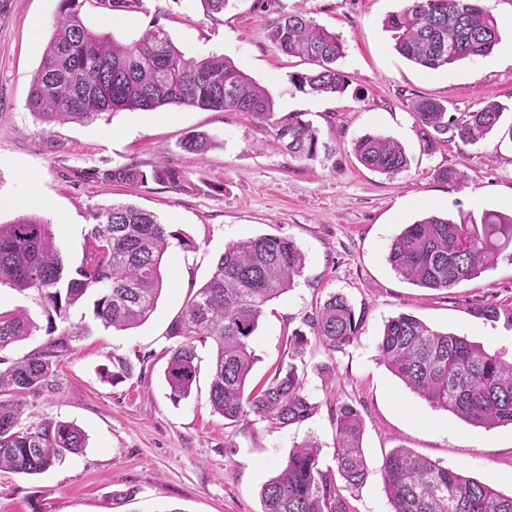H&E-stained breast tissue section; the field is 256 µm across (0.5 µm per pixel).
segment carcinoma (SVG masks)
<instances>
[{
    "instance_id": "cac0c4a2",
    "label": "carcinoma",
    "mask_w": 512,
    "mask_h": 512,
    "mask_svg": "<svg viewBox=\"0 0 512 512\" xmlns=\"http://www.w3.org/2000/svg\"><path fill=\"white\" fill-rule=\"evenodd\" d=\"M87 3L105 10L142 7V0H59L54 32L27 99L28 109L45 126L182 105L245 113L268 134L267 144L300 161L333 154L303 114L278 115L268 91L230 58L186 59L158 25L129 42L111 40L84 25L81 10ZM384 28L402 57L428 69L487 56L500 39L498 21L483 0H405L400 11L385 18ZM267 31L277 49L313 65L291 76L297 89L319 95L347 91L349 76L338 66L345 47L338 35L299 11L279 15ZM410 107L421 140L431 149L450 138L465 145L478 143L500 128L505 110L487 101L474 112L450 117L443 102L422 97L411 100ZM214 145L211 135L193 133L183 149L203 155ZM353 153L364 167L388 176L409 165L405 147L389 136L365 135L355 142ZM103 177L120 184L151 180L175 191L190 185L182 170L166 164L148 171L123 165ZM92 219L90 237L98 247L72 273L53 244L47 221L22 214L0 224V287L36 292L46 312L61 319L93 290L94 320L105 328H135L156 308L168 248L176 244L190 249L194 243L132 204L101 207ZM511 243L512 215L485 210L478 217L470 212L454 221L427 213L392 239L388 262L407 283L442 291L493 268ZM305 264V254L287 237L260 235L225 246L209 280L189 296L168 327L173 343L164 379L173 402L190 396L199 375L197 346L209 342V403L224 420L234 424L253 416L284 428L315 413L318 405L305 394L301 370L308 335L331 357L351 345L362 326V316L342 295L330 296L308 315L304 325L309 332L293 331L288 352L267 381L248 389L256 362L252 337L259 321L269 303L291 289ZM477 313L512 324V307L483 305ZM36 329L23 314L0 312V351ZM88 335V326L75 324L45 348L0 370V470L42 474L86 448L85 433L70 422L44 418L23 424L24 404L11 396L56 389L58 358ZM378 357L432 409L474 427L512 425V360L503 353H491L464 336L401 313L385 323ZM335 420L336 470L320 467L318 445L295 446L282 471L261 487L262 512H351L337 480L358 490L366 479L363 420L348 404L337 408ZM382 477L392 512H512V495L407 448H395L386 456Z\"/></svg>"
}]
</instances>
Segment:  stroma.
Returning <instances> with one entry per match:
<instances>
[{
  "label": "stroma",
  "mask_w": 512,
  "mask_h": 512,
  "mask_svg": "<svg viewBox=\"0 0 512 512\" xmlns=\"http://www.w3.org/2000/svg\"><path fill=\"white\" fill-rule=\"evenodd\" d=\"M485 4L499 23L492 53L437 70L400 56L383 28L404 0H229L214 16L202 0H143L136 12L83 8L84 24L96 33L133 40L156 24L185 58H231L268 91L276 112L304 113L335 150L330 159L305 162L266 146L240 112L168 106L45 127L28 110L27 97L59 0H0V224L23 214L43 217L72 268L92 244L91 213L114 203L151 211L195 243L191 250H168L155 312L126 331L94 323L93 295L67 318L51 319L36 293L0 288V312L25 313L37 326L0 352L5 362L42 349L52 332L80 322L93 327L77 351L58 359L57 390L29 400L34 419L81 428L86 449L38 475L0 471V512H261L262 485L295 445L318 444L322 469L335 468L334 410L342 403L356 406L364 420L368 475L347 496L352 512H391L381 469L396 448L512 494V426L476 428L432 410L377 356L385 323L401 313L512 355V328L472 312L477 305L512 306V257L501 256L495 268L444 291L408 284L387 261L393 237L424 213L455 220L467 212L512 210V141L494 132L474 145L451 141L429 150L409 107L411 98H435L456 116L494 100L505 107L503 125L512 124V0ZM299 8L342 38L346 55L339 66L351 79L344 95L298 91L291 76L305 70V61L268 40V22ZM192 131L210 133L216 147L203 157L185 151L182 142ZM367 134L400 141L407 170L389 177L359 164L353 144ZM130 162L177 167L191 187L103 179V171ZM441 169L456 170L459 180L439 179ZM266 234L293 239L307 261L259 324L250 386L265 382L291 332L330 295L346 296L363 326L335 356L319 343L308 347L304 388L318 405L310 419L285 428L259 420L228 426L211 409L207 373L188 399H169L167 330L228 243ZM120 358L130 374L107 379ZM328 362L335 370L326 378L318 368Z\"/></svg>",
  "instance_id": "obj_1"
}]
</instances>
